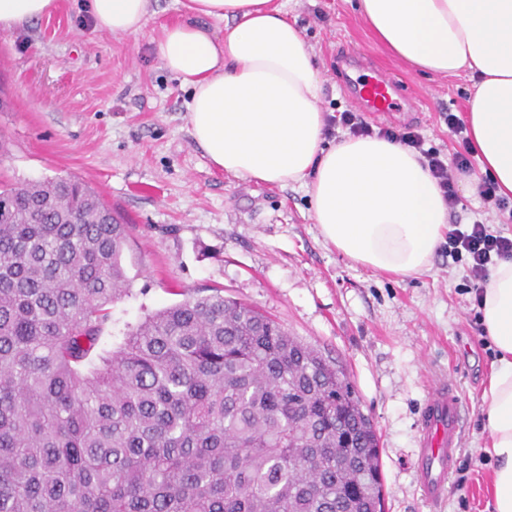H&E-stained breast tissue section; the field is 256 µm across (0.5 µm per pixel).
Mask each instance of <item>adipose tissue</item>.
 I'll use <instances>...</instances> for the list:
<instances>
[{"mask_svg": "<svg viewBox=\"0 0 512 512\" xmlns=\"http://www.w3.org/2000/svg\"><path fill=\"white\" fill-rule=\"evenodd\" d=\"M58 0H0V32L52 15ZM150 0H88L93 28L144 29ZM378 43L425 76H469L467 135L499 196L512 200V0H358ZM157 60L191 92V135L210 163L258 183L306 185L326 243L400 279L431 271L448 206L421 154L378 137L325 145L313 53L281 0H185ZM224 24L223 34L209 21ZM481 322L498 355L482 392L492 512H512V260L492 268Z\"/></svg>", "mask_w": 512, "mask_h": 512, "instance_id": "adipose-tissue-1", "label": "adipose tissue"}]
</instances>
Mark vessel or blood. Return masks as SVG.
I'll list each match as a JSON object with an SVG mask.
<instances>
[{
  "instance_id": "vessel-or-blood-1",
  "label": "vessel or blood",
  "mask_w": 512,
  "mask_h": 512,
  "mask_svg": "<svg viewBox=\"0 0 512 512\" xmlns=\"http://www.w3.org/2000/svg\"><path fill=\"white\" fill-rule=\"evenodd\" d=\"M394 83L378 75L360 80L358 96L364 108L376 117L394 110ZM417 481L424 498L440 501L446 491L449 471L454 467L461 440V404L452 385H440L425 404L419 423Z\"/></svg>"
}]
</instances>
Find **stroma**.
Here are the masks:
<instances>
[{
  "label": "stroma",
  "mask_w": 512,
  "mask_h": 512,
  "mask_svg": "<svg viewBox=\"0 0 512 512\" xmlns=\"http://www.w3.org/2000/svg\"><path fill=\"white\" fill-rule=\"evenodd\" d=\"M151 2L136 35L94 32L85 0H60L51 16L0 32V180L77 178L130 226L121 261L131 293L112 305L100 347L183 293L221 290L343 365L380 439L385 512H488L481 394L496 353L465 269L440 249L429 274H374L323 240L305 186L213 167L190 132L188 90L151 52L183 0ZM286 9L316 57L324 112L357 109L353 79L381 71L401 92L393 125L454 153L445 117L466 112L467 76L412 70L377 44L355 0H286ZM448 381L463 403V444L433 504L414 472L418 420Z\"/></svg>",
  "instance_id": "35a3bbf8"
}]
</instances>
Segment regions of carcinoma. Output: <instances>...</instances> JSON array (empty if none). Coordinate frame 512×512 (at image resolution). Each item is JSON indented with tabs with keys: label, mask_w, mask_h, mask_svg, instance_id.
Wrapping results in <instances>:
<instances>
[{
	"label": "carcinoma",
	"mask_w": 512,
	"mask_h": 512,
	"mask_svg": "<svg viewBox=\"0 0 512 512\" xmlns=\"http://www.w3.org/2000/svg\"><path fill=\"white\" fill-rule=\"evenodd\" d=\"M120 223L71 177L0 184V512H382L344 370L211 294L126 325Z\"/></svg>",
	"instance_id": "cac0c4a2"
}]
</instances>
